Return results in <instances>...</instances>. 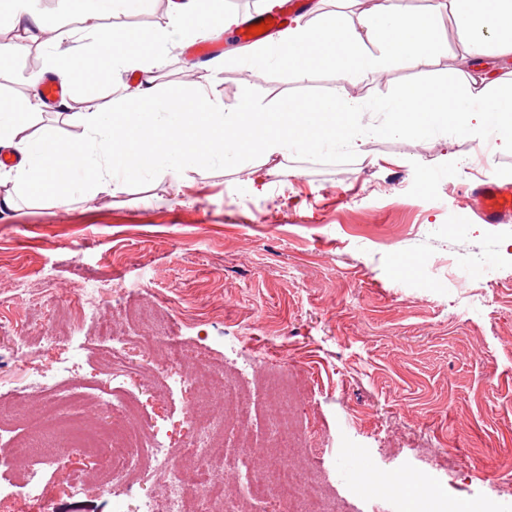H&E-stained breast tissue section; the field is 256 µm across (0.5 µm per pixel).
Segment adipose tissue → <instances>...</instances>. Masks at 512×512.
<instances>
[{"label":"adipose tissue","mask_w":512,"mask_h":512,"mask_svg":"<svg viewBox=\"0 0 512 512\" xmlns=\"http://www.w3.org/2000/svg\"><path fill=\"white\" fill-rule=\"evenodd\" d=\"M132 0H72L77 28L46 26L36 0H0V25L16 37L0 43V67L24 49L38 48L45 71L62 78L100 72L144 73L143 82L107 112L89 103L85 112L63 113L77 121L81 136L64 139L49 127L35 128L41 97L0 102V148L20 161L0 168V214L18 196L53 202L70 193L89 200L121 192L129 181L175 178L200 167L246 168L263 176L271 160L299 155L340 156L386 134L436 142L464 139L493 151H512V0H431L410 10L403 0H373L350 16L330 12L322 0L278 38L247 49L237 63L250 77L273 66L299 76L332 62L336 86L312 101L280 108L248 97L226 104L202 84L186 96L154 88L158 69L174 43L236 23L235 15L203 9L201 0H174L168 26L154 34L117 31L103 14L124 10ZM455 22L456 45L474 59L472 72L409 85L387 99L355 97L346 86L364 73H385L403 63L418 64L445 51L441 15Z\"/></svg>","instance_id":"obj_1"}]
</instances>
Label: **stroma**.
<instances>
[{
  "mask_svg": "<svg viewBox=\"0 0 512 512\" xmlns=\"http://www.w3.org/2000/svg\"><path fill=\"white\" fill-rule=\"evenodd\" d=\"M169 17L158 0H139L103 22L146 33L164 29ZM183 48L174 44L155 73L162 93L179 95L198 81L227 104L247 95L285 106L336 84L332 66L304 81L280 67L257 79L230 63L191 71ZM38 55L29 49L0 73V99L31 93ZM468 68L452 44L419 65L364 76L349 91L388 98ZM131 88L124 76L94 75L72 84L67 106L81 112L92 98L110 111ZM473 148L467 140L382 136L344 157L288 158L284 172L255 184L244 171L200 168L177 180L133 181L88 202L23 198L0 219V298L18 287L27 298L0 307V339L40 335L27 321L33 312L43 323L62 320L79 262L89 281L139 286L133 304L156 306L177 335L209 338L212 365L233 375L250 362L243 384L263 412L247 430L261 449L271 446L280 412L262 383L268 371H287L301 392L294 412L302 456L327 512L394 510L379 490L348 496L336 458L349 448L366 450L383 469L443 476L457 512H468L480 492L512 501V223H480L461 195L488 174L512 181V154L495 155L486 172L458 171L454 157ZM259 211L266 222L257 221ZM475 252L488 268L475 271L468 288H450L444 274L432 279L438 260ZM111 313L101 305L75 330L88 348L83 383L104 367L96 321ZM55 358L34 346L24 365H1L0 386L13 395L0 407L32 400L34 381L54 372ZM143 384L144 419L179 420L181 436L190 435L192 394L155 391L148 378ZM67 464L82 472L80 493L57 465L37 468L54 512H113L93 458L77 453ZM45 504L0 496V512H44Z\"/></svg>",
  "mask_w": 512,
  "mask_h": 512,
  "instance_id": "1",
  "label": "stroma"
}]
</instances>
